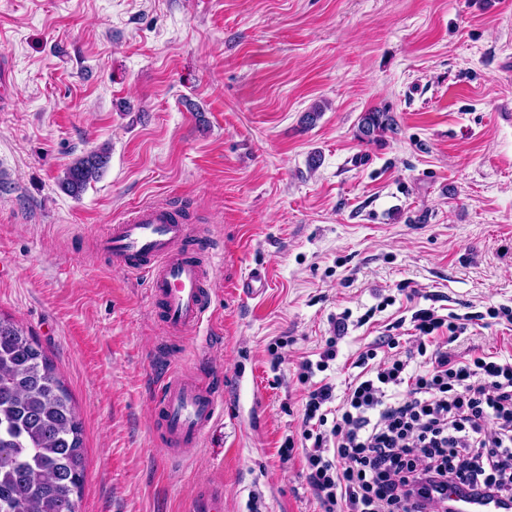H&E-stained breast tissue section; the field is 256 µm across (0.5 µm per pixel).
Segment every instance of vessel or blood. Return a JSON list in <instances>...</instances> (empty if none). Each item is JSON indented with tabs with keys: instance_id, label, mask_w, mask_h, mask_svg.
<instances>
[{
	"instance_id": "1",
	"label": "vessel or blood",
	"mask_w": 512,
	"mask_h": 512,
	"mask_svg": "<svg viewBox=\"0 0 512 512\" xmlns=\"http://www.w3.org/2000/svg\"><path fill=\"white\" fill-rule=\"evenodd\" d=\"M100 244L122 269L147 276L149 296L161 308L166 333H199L213 294L201 263L210 256V246L173 210L138 207L120 223L108 225ZM220 389V381L183 372L164 377L154 410L170 456L203 441L217 416ZM448 501L453 512H503L496 499L475 498L453 486ZM187 512H224L223 486L200 484Z\"/></svg>"
}]
</instances>
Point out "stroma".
<instances>
[{"label": "stroma", "mask_w": 512, "mask_h": 512, "mask_svg": "<svg viewBox=\"0 0 512 512\" xmlns=\"http://www.w3.org/2000/svg\"><path fill=\"white\" fill-rule=\"evenodd\" d=\"M0 316L43 346L83 428L76 512H319L303 477V360L347 391L412 305L512 308V0H0ZM392 132L359 140L363 113ZM317 112L307 121L309 112ZM107 148L80 197L64 170ZM163 202L213 247L197 336L96 240ZM261 276L257 295L244 293ZM512 356V325L448 346ZM221 377L220 414L170 459L168 367ZM224 486L202 483L190 502L187 512H223Z\"/></svg>", "instance_id": "stroma-1"}]
</instances>
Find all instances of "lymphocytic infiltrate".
Listing matches in <instances>:
<instances>
[{"mask_svg":"<svg viewBox=\"0 0 512 512\" xmlns=\"http://www.w3.org/2000/svg\"><path fill=\"white\" fill-rule=\"evenodd\" d=\"M416 349L360 353L344 396L314 381L337 357L328 341L304 361L301 437L305 479L321 512H420V503L456 484L512 508V358L459 359L448 351L466 330L459 316L416 310Z\"/></svg>","mask_w":512,"mask_h":512,"instance_id":"1","label":"lymphocytic infiltrate"}]
</instances>
